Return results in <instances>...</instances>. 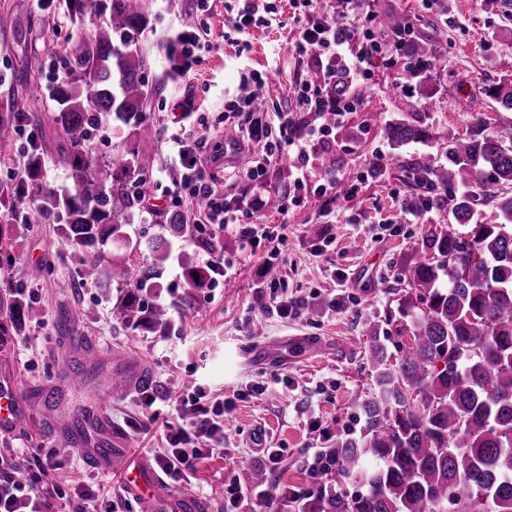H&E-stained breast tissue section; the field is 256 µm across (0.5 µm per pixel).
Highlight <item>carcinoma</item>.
I'll list each match as a JSON object with an SVG mask.
<instances>
[{
    "mask_svg": "<svg viewBox=\"0 0 512 512\" xmlns=\"http://www.w3.org/2000/svg\"><path fill=\"white\" fill-rule=\"evenodd\" d=\"M76 22L98 8L104 19L88 38H78L69 59V78L51 88L58 104L54 121L67 145L73 185L58 194L44 184V162L29 152L25 182H0V256L11 254L12 221L24 197H39L40 209L29 220L54 215L69 245L81 255L80 279L97 283L102 271L124 289L119 310L133 330L164 327L169 308L147 305L141 291L151 285L178 242L192 234L179 211L165 214V230L153 246L147 266L116 259L107 243L125 239L132 209L150 191L158 132L146 108L154 90L145 79L146 57L140 38L149 28L143 0H65ZM409 73L421 85L436 64L432 47L415 43ZM491 104L512 112V81L485 89ZM23 103L0 113V124L29 121ZM130 129L133 140L112 160L97 158L91 141L112 125ZM392 152L370 161L375 169L400 165L399 150L424 144L429 130L409 120L385 124ZM446 161L425 153L410 169L428 174L446 188L478 184L435 205L451 204L454 223L431 226L423 250L405 267L410 291L398 299L400 325L410 343L392 358L369 325L366 356L377 393L358 395L359 429L336 439L329 454L336 467L327 470L328 485L290 500L298 512H512V121L491 133L461 138L448 131ZM494 203L502 222L478 221L474 202ZM468 231H462L464 227ZM184 278L203 288L208 269L190 265ZM34 308L15 288L0 292V342L21 328ZM89 353L70 367L76 376L94 379L99 368ZM355 481L360 490L341 485Z\"/></svg>",
    "mask_w": 512,
    "mask_h": 512,
    "instance_id": "cac0c4a2",
    "label": "carcinoma"
}]
</instances>
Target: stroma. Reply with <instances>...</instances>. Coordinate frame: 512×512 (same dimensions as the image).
<instances>
[{
  "label": "stroma",
  "instance_id": "1",
  "mask_svg": "<svg viewBox=\"0 0 512 512\" xmlns=\"http://www.w3.org/2000/svg\"><path fill=\"white\" fill-rule=\"evenodd\" d=\"M194 3L144 0L153 31L141 49L148 59L146 78L156 90L147 110L163 133L182 119L170 106L174 93L164 58L165 37L171 21L191 15ZM232 3L215 0L208 36L212 49L183 91L209 118L206 177L223 183L226 195L234 199L258 201L253 217L268 224L270 239L245 247L232 231L218 235L212 225H200L181 241L144 293L146 303L171 304L170 323L135 335L121 319L115 285L68 287L80 259L60 237L53 219L15 225L11 259L0 263V285L35 291L39 311L36 320L0 347V375L16 383L25 414L23 425L0 434V448L54 451L58 478L77 482L96 476L104 494L113 499L122 494L123 472L90 463L70 436V427L84 410L105 408L126 439L128 463H153L166 445L172 420L166 401L180 396L188 381L199 384L207 397L233 398L235 408L224 424V453L198 463L191 482H164L167 498L188 492L208 512H222L225 487L251 486L255 468L266 471L274 494L286 487L302 491L319 482L320 474L309 464L313 451L326 447L328 438L358 429L353 399L374 390L364 357L366 323L383 320L396 309L404 269L421 250L429 226L453 221L449 210L424 209L427 190L404 168H370L372 157L389 150L385 121L404 118L429 128L427 144L402 149L408 164L423 153L444 158L446 131L467 137L480 125L493 130L503 117L491 108L485 90L512 75V6L504 0H369L378 18L399 17L413 40L434 44L438 66L431 82L420 86L405 77L402 55L378 62L372 80L355 88L363 109L344 114L330 135L315 143L308 164L312 176L320 177L323 155L334 153L341 175L362 173L356 193H342L332 201L312 193L301 206H287L281 171L292 167V160L271 166L266 184L256 187L245 175L253 153L224 154V102L240 95L244 76L274 62L277 79L262 92L268 102L292 108V85L314 77L318 63L295 57L289 48L296 34L289 0H275L277 12L269 27L253 31L246 51L223 38L226 8ZM3 12L13 23L0 32V112L12 100L26 102L39 119L44 180L57 192H66L71 174L52 122L57 104L49 94L51 70L64 66L70 36L90 34L99 18L90 14L72 24L59 0H0ZM276 48L281 51L277 57L272 54ZM372 112L380 113V122L369 121ZM353 130L358 133L354 139L349 136ZM171 174L167 145L158 143L150 174L158 196L135 209L126 227L127 241L111 243L110 251L134 264L152 262L150 246L161 233L165 209L160 195L171 186ZM275 246L282 252L272 270L278 293L302 304L300 315L293 318L263 311L253 302L256 273ZM213 248L223 253L233 274L210 294L186 286L174 289L184 265L204 264ZM34 266L44 270L37 281L28 276ZM80 307L84 316L64 326L65 317ZM257 323L265 330L258 338L251 334ZM73 336L84 337L101 361L96 380L84 382L67 373L74 357L69 342ZM259 343L268 348L269 361L248 358L249 349ZM125 355L139 360L142 384L160 391L164 402L148 408L136 390L112 394L108 382ZM258 383L265 392L255 397L251 390ZM37 391L55 396L54 419H47L41 404L34 402ZM258 431L264 434L260 448L254 440ZM269 448L281 451L273 466L265 455Z\"/></svg>",
  "mask_w": 512,
  "mask_h": 512
}]
</instances>
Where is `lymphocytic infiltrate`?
<instances>
[{
    "label": "lymphocytic infiltrate",
    "instance_id": "f902f5d3",
    "mask_svg": "<svg viewBox=\"0 0 512 512\" xmlns=\"http://www.w3.org/2000/svg\"><path fill=\"white\" fill-rule=\"evenodd\" d=\"M210 0H196L194 23L177 22L166 40V59L170 64L171 81L183 84L194 78L199 66L211 50L203 33V20L210 10ZM237 12L228 15L224 25L237 34L240 44H247L253 29L267 26L268 14L275 8L270 0H242ZM354 0H336L335 14H326L321 0H290L296 35L292 49L297 56L320 62L315 78L294 84L290 91L295 108L317 115L341 116L361 108L363 100L353 90L337 91L339 70H346L356 81L371 80L376 58L392 57L401 47L405 34L401 31L380 34L376 15H366L354 23ZM187 126L167 138L168 161L179 172V179L168 192L171 208L184 206L187 200L198 205L197 223L233 228L241 243L266 236L267 227L241 221L231 198L223 188L204 174L203 156L207 145L204 129L208 124L204 114L195 110L190 101L176 102ZM243 143L257 142L265 151V161L254 162L247 172L250 181L266 180L270 158L289 155L301 165H308L309 142L299 124L286 111L276 113L256 110L253 95L244 100V119L237 125ZM233 404L228 400L206 401L201 389L182 393L170 408L174 416L166 436V448L155 456L157 467L176 482L190 481L198 463L224 450V417ZM26 481H17L13 473L0 467V512H51L52 501L67 498L76 503L75 512H100L99 494L94 482L69 484L49 481L57 463L39 453L23 455Z\"/></svg>",
    "mask_w": 512,
    "mask_h": 512
}]
</instances>
